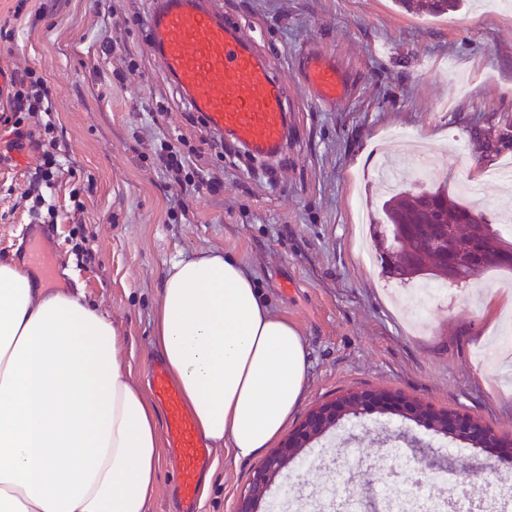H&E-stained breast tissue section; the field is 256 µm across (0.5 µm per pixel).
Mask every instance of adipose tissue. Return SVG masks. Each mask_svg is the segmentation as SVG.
Masks as SVG:
<instances>
[{"instance_id":"1","label":"adipose tissue","mask_w":512,"mask_h":512,"mask_svg":"<svg viewBox=\"0 0 512 512\" xmlns=\"http://www.w3.org/2000/svg\"><path fill=\"white\" fill-rule=\"evenodd\" d=\"M153 342L204 441L251 458L280 438L307 349L245 263L218 250L172 261ZM158 419L111 319L0 261V512H148Z\"/></svg>"}]
</instances>
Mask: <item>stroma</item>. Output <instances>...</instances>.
I'll list each match as a JSON object with an SVG mask.
<instances>
[{
  "label": "stroma",
  "instance_id": "35a3bbf8",
  "mask_svg": "<svg viewBox=\"0 0 512 512\" xmlns=\"http://www.w3.org/2000/svg\"><path fill=\"white\" fill-rule=\"evenodd\" d=\"M240 27L286 92L282 153L222 149L149 47L154 0H0V64L42 78L61 164L51 184L35 179L38 153L22 140L15 167L10 126L0 123V260L82 293L107 313L131 354L132 379L149 386L152 322L172 260L219 249L245 262L271 309L301 332L308 351L297 427L319 402L348 389H385L433 410L469 414L512 437V270L478 272L445 286L423 313L417 283L364 263L372 225L383 223L385 153L411 166L398 135L427 152L425 182L481 209L512 237V181L487 180L512 150L482 153L474 136L512 117V10L481 0L440 18H418L393 0H212ZM334 57L349 95L318 103L300 74L309 50ZM129 67L124 83L112 71ZM177 147L178 174L162 170ZM180 197L183 210L167 199ZM427 464L422 489L440 500L461 488L489 512L512 461L438 434L400 415H350L314 441L269 489L263 512H312L323 488L352 491L361 512L383 508L384 479ZM478 470L461 477V462ZM259 457L212 449L210 485L198 512H233Z\"/></svg>",
  "mask_w": 512,
  "mask_h": 512
}]
</instances>
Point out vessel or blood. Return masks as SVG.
<instances>
[{
    "label": "vessel or blood",
    "mask_w": 512,
    "mask_h": 512,
    "mask_svg": "<svg viewBox=\"0 0 512 512\" xmlns=\"http://www.w3.org/2000/svg\"><path fill=\"white\" fill-rule=\"evenodd\" d=\"M149 31L160 73L213 132L255 154L282 151L288 131L283 89L253 45L225 24L209 0H155ZM302 76L320 103H334L347 93L343 73L320 52L305 55ZM150 387L164 409L166 444L178 461L174 484L180 510L197 512L199 471L210 450L161 360L150 366Z\"/></svg>",
    "instance_id": "b4317fda"
}]
</instances>
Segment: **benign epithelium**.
<instances>
[{"mask_svg":"<svg viewBox=\"0 0 512 512\" xmlns=\"http://www.w3.org/2000/svg\"><path fill=\"white\" fill-rule=\"evenodd\" d=\"M466 224L472 225L473 228V246L466 254L459 250L454 237L442 231L437 224L424 222L419 216L402 223V229H429V235L421 239V248L439 251V256L447 269L441 280L450 285H457L461 282L463 264L484 262L481 242L483 224L473 225L469 220ZM370 411L397 412L409 417L423 414L427 416L425 424L429 429L479 447L486 446L489 435L479 420L468 415L450 412L439 415L416 400L401 398L392 393L373 390L349 391L317 405L308 412L298 428L254 470L248 486L237 498L235 512H259L258 503L265 497L270 485L288 464L298 458L307 445L335 426L341 418Z\"/></svg>","mask_w":512,"mask_h":512,"instance_id":"7a95c632","label":"benign epithelium"}]
</instances>
